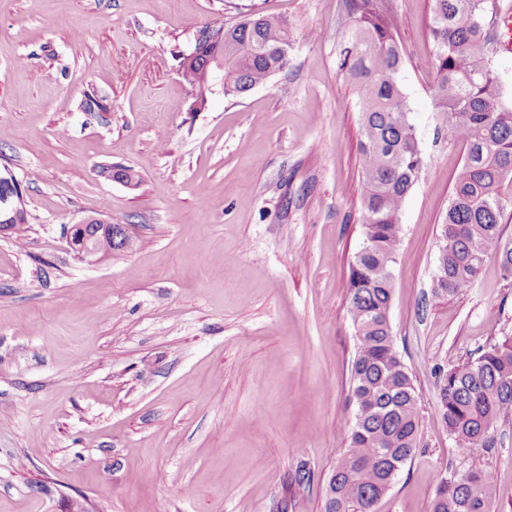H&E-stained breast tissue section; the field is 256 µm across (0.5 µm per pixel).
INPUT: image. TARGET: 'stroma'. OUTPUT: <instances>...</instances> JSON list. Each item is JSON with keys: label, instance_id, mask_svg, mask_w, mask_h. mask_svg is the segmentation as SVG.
<instances>
[{"label": "stroma", "instance_id": "stroma-1", "mask_svg": "<svg viewBox=\"0 0 512 512\" xmlns=\"http://www.w3.org/2000/svg\"><path fill=\"white\" fill-rule=\"evenodd\" d=\"M386 6L425 160L390 310L421 409L376 512H432L441 476L486 467L512 512V420L465 456L436 411L437 366L512 334V276L490 256L468 291L432 292L465 147L435 95L432 0ZM254 10L287 19L288 68L191 111L180 55ZM353 25L345 0H0V165L28 210L0 236V512H326L354 414ZM89 93L105 111L82 110ZM90 216L130 250L77 258L66 229Z\"/></svg>", "mask_w": 512, "mask_h": 512}]
</instances>
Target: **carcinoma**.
<instances>
[{
    "mask_svg": "<svg viewBox=\"0 0 512 512\" xmlns=\"http://www.w3.org/2000/svg\"><path fill=\"white\" fill-rule=\"evenodd\" d=\"M431 34L436 97L449 133L466 149L441 225L437 297L467 291L490 253L512 275V240L500 220L512 184V103L504 100L494 50L498 0H432ZM355 29L338 68L354 83L361 116L363 246L350 273L349 311L357 338L351 364L355 412L346 422L348 445L329 481L326 512H374L419 446L418 396L396 350L389 311L400 214L424 168L401 82L402 55L384 0H346ZM288 21L275 15L244 17L224 30V96L265 84L289 61ZM181 74L195 87L201 55L186 54ZM94 224L70 228L73 251L100 237ZM437 413L463 455L487 450L498 427L512 419V335L477 350V356L438 368ZM491 468L443 476L432 512H491Z\"/></svg>",
    "mask_w": 512,
    "mask_h": 512,
    "instance_id": "1",
    "label": "carcinoma"
}]
</instances>
